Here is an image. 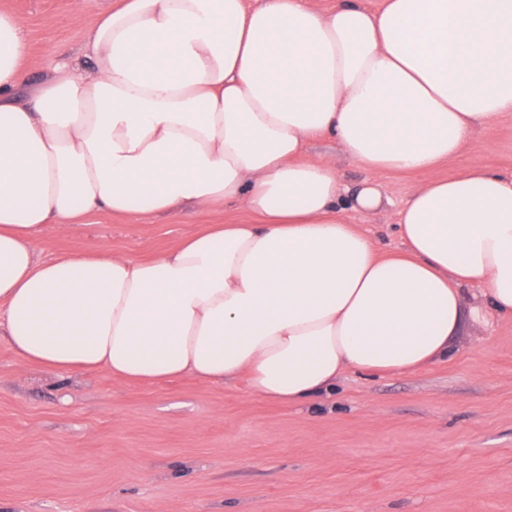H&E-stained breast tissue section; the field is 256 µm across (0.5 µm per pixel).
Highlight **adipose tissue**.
<instances>
[{"label": "adipose tissue", "instance_id": "obj_1", "mask_svg": "<svg viewBox=\"0 0 512 512\" xmlns=\"http://www.w3.org/2000/svg\"><path fill=\"white\" fill-rule=\"evenodd\" d=\"M26 56L0 11V327L25 363L299 404L512 317V174L414 185L399 256L345 217L389 206L375 174L432 171L512 118V0H123L68 70L34 84ZM319 137L358 188L308 157ZM188 203L257 221L150 260L36 256L45 225ZM332 152L336 153V165L338 170V175L340 179L344 183V185L350 187L351 189L358 186L364 176L365 173L350 165V163L346 160L340 148L332 141L328 139L317 140L312 143L310 148V156L312 159H319L325 153Z\"/></svg>", "mask_w": 512, "mask_h": 512}]
</instances>
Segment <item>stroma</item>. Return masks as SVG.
<instances>
[{"mask_svg": "<svg viewBox=\"0 0 512 512\" xmlns=\"http://www.w3.org/2000/svg\"><path fill=\"white\" fill-rule=\"evenodd\" d=\"M119 0H0L28 39L38 82L84 53ZM468 168L512 173V120L433 172L378 175L410 188ZM241 204L189 214L93 212L52 224L41 259L96 251L147 260L210 224H250ZM393 211L354 215L385 253ZM0 512H512V318L465 324L446 360L404 375L345 373L302 405L243 382H130L21 361L0 336Z\"/></svg>", "mask_w": 512, "mask_h": 512, "instance_id": "obj_1", "label": "stroma"}]
</instances>
